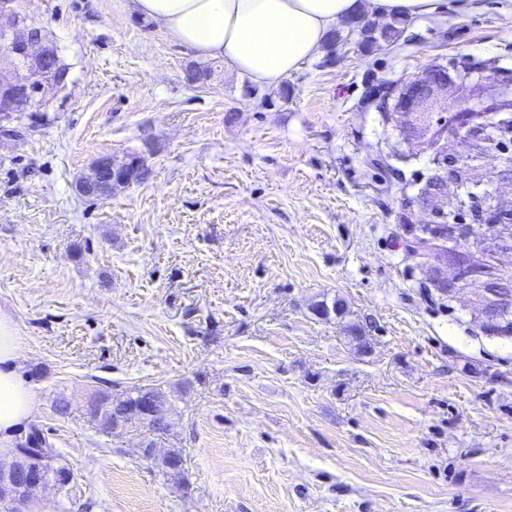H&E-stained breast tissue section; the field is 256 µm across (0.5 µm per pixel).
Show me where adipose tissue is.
<instances>
[{
  "instance_id": "obj_1",
  "label": "adipose tissue",
  "mask_w": 512,
  "mask_h": 512,
  "mask_svg": "<svg viewBox=\"0 0 512 512\" xmlns=\"http://www.w3.org/2000/svg\"><path fill=\"white\" fill-rule=\"evenodd\" d=\"M139 14L160 23L203 57L223 58L237 75L278 87L316 57L336 24L362 10L361 0H133ZM21 341L11 314L0 310V459L28 422L36 393L21 375Z\"/></svg>"
}]
</instances>
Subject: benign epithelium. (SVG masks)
<instances>
[{"label": "benign epithelium", "mask_w": 512, "mask_h": 512, "mask_svg": "<svg viewBox=\"0 0 512 512\" xmlns=\"http://www.w3.org/2000/svg\"><path fill=\"white\" fill-rule=\"evenodd\" d=\"M0 43L6 62L0 66V135L13 131V125L24 121L27 113L40 105L51 83L62 81L63 73L51 63L54 46L46 40L42 30L15 0H0ZM488 70V62L468 68H432L415 76L408 83L406 94L395 107L412 116L413 125L432 149L430 163L434 178L449 181L457 189L453 206L436 197L428 203L432 224H488L494 228L493 248L478 264L453 263L454 275L439 282L447 285L449 296L460 288L481 285L483 305L482 322H495L498 309L512 304V277L501 272L496 255L502 249L512 250V209L500 205L496 191L483 193L487 180L478 161L496 155L512 162V83L473 79L475 72ZM473 81L474 102L456 110L457 124L448 125L443 113L448 107L441 104L438 90L448 84ZM463 134L467 153L461 156L448 153L446 144ZM131 183L125 161L110 154L95 158L78 181L80 193L95 198L102 191L107 195L117 186ZM49 451L46 444L36 451L16 449L11 463L0 461V497L14 501L19 512H28L38 489H65L73 480L68 474L48 478L40 464L41 456Z\"/></svg>", "instance_id": "7a95c632"}]
</instances>
